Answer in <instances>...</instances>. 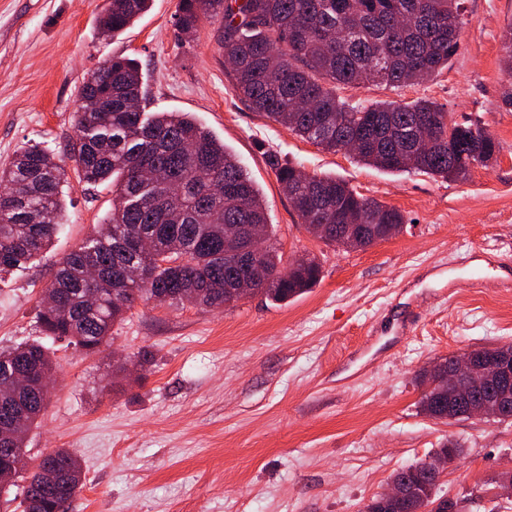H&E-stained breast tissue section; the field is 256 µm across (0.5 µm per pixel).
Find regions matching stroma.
<instances>
[{"mask_svg":"<svg viewBox=\"0 0 512 512\" xmlns=\"http://www.w3.org/2000/svg\"><path fill=\"white\" fill-rule=\"evenodd\" d=\"M177 2L153 0L110 38L99 28L107 0H0V164L35 143L65 156L78 88L112 56L135 58L150 111L191 113L221 138L259 186L284 260L315 257L321 279L281 304L259 294L226 308L140 299L104 352L84 353L39 321L57 261L112 208L110 185L70 177L66 222L50 247L0 276V350L37 341L56 364L28 458L76 452L85 485L73 512H363L393 473L457 441L464 455L438 493L457 512H512L500 493L512 472V422H448L419 404L424 369L512 344V291L448 287L472 247L487 268L512 258V112L499 101L512 82L500 39L512 0H462L460 49L440 75L340 91L364 105L426 96L453 120L481 122L499 157L463 182L389 174L252 112L225 70L219 24L178 39ZM272 154L399 209L402 232L363 250L326 245L282 192ZM143 349L152 356L142 364Z\"/></svg>","mask_w":512,"mask_h":512,"instance_id":"obj_1","label":"stroma"}]
</instances>
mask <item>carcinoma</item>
<instances>
[{
	"instance_id": "carcinoma-1",
	"label": "carcinoma",
	"mask_w": 512,
	"mask_h": 512,
	"mask_svg": "<svg viewBox=\"0 0 512 512\" xmlns=\"http://www.w3.org/2000/svg\"><path fill=\"white\" fill-rule=\"evenodd\" d=\"M151 0H107L100 30L115 37L149 8ZM224 30L220 52L234 63V91L255 112L328 151H341L358 135L373 144L354 158L378 170L419 172L442 180H466L498 149L497 141L475 137L468 121L448 122V113L427 97L410 102L352 104L337 90L375 82L391 88L419 84L448 66L460 47L461 0H179L177 37L192 35L204 21ZM503 65L512 76V23L501 36ZM108 73L92 74L78 92L69 159L90 187L112 184V211L98 234L58 262L43 290L40 322L49 336L67 337L87 354L102 350L112 327L134 303H184L195 291L198 306L229 305L224 280L242 272L237 255L249 245L274 277L257 292L286 302L313 286L321 266L288 278L278 276L283 258L257 184L224 142L187 112H145L147 91L138 61L109 59ZM434 128L428 143L413 146L416 121ZM269 164L301 223L326 226L321 240L336 244L347 224L360 228L349 249L386 240L383 225L403 224L402 212L359 194L328 174L300 176L294 164L269 156ZM66 167L39 144L21 149L0 169V273L41 254L62 224ZM147 237L153 251L141 248ZM98 270L100 303H87V270ZM132 268L149 279L128 278ZM31 361L40 373L53 371L49 350L25 344L0 352V386L6 373ZM482 392L450 396L438 388L422 395V410L436 419L471 416ZM36 386L21 393L12 414L0 407V489L27 470L24 441L46 402ZM58 469L59 499L71 504L82 485V467L69 448L46 452L24 487V512H58L44 495L47 466ZM406 483L412 501L438 500L436 485L410 467L393 474Z\"/></svg>"
}]
</instances>
